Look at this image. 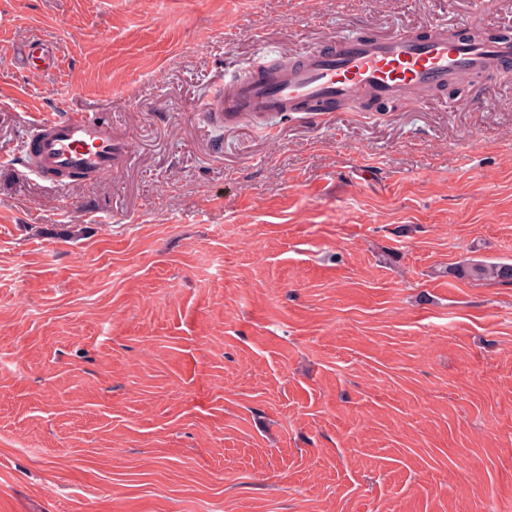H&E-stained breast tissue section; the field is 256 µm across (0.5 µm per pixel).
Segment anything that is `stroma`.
I'll list each match as a JSON object with an SVG mask.
<instances>
[{"instance_id":"1","label":"stroma","mask_w":512,"mask_h":512,"mask_svg":"<svg viewBox=\"0 0 512 512\" xmlns=\"http://www.w3.org/2000/svg\"><path fill=\"white\" fill-rule=\"evenodd\" d=\"M474 0H0V512H512V70L208 125L227 79ZM40 41L58 64L16 59ZM111 177L20 173L38 114ZM81 227L57 236V227ZM29 127L22 152L31 161L19 162L20 172L54 185L112 176L131 150L112 136V122L95 114L47 111ZM449 277L457 280L512 284V262H488L467 258L448 267Z\"/></svg>"}]
</instances>
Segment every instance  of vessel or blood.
<instances>
[{
  "mask_svg": "<svg viewBox=\"0 0 512 512\" xmlns=\"http://www.w3.org/2000/svg\"><path fill=\"white\" fill-rule=\"evenodd\" d=\"M512 65V39L468 37L442 24L379 36H339L298 55L283 67H255L225 84L202 106L205 120L234 125L248 116L326 112L335 104L409 98L418 89L445 90L449 81ZM27 71L55 66L48 47L28 44L20 60ZM131 145L114 138L109 120L86 112H46L33 122L22 152L23 173L63 185L75 177L112 175Z\"/></svg>",
  "mask_w": 512,
  "mask_h": 512,
  "instance_id": "1",
  "label": "vessel or blood"
}]
</instances>
